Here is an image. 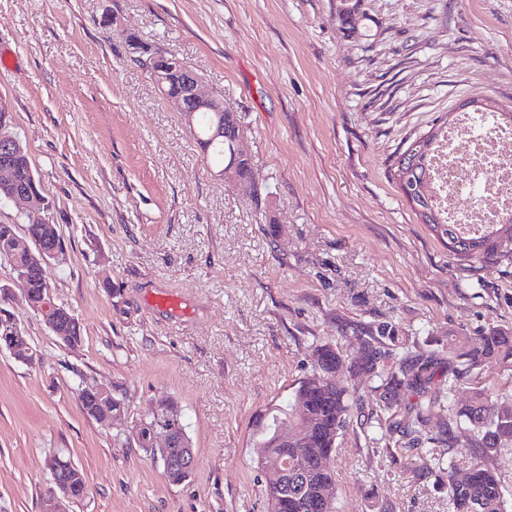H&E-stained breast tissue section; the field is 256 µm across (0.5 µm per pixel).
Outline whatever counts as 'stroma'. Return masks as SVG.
<instances>
[{
  "label": "stroma",
  "instance_id": "35a3bbf8",
  "mask_svg": "<svg viewBox=\"0 0 512 512\" xmlns=\"http://www.w3.org/2000/svg\"><path fill=\"white\" fill-rule=\"evenodd\" d=\"M123 27L236 113L264 223L207 171ZM0 98L64 241L54 299L83 330L65 346L10 303L38 360L0 351V512H42L51 453L90 490L61 512H270L258 422L315 347L357 355L382 323L423 350L512 327V261L452 259L390 176L465 101L512 110V0H0ZM83 380L125 401L126 424L82 412ZM168 399L196 455L178 485L130 435ZM421 450L350 426L338 512H448Z\"/></svg>",
  "mask_w": 512,
  "mask_h": 512
}]
</instances>
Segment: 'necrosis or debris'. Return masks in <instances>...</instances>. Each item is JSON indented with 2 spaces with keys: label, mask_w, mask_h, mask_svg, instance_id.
I'll use <instances>...</instances> for the list:
<instances>
[{
  "label": "necrosis or debris",
  "mask_w": 512,
  "mask_h": 512,
  "mask_svg": "<svg viewBox=\"0 0 512 512\" xmlns=\"http://www.w3.org/2000/svg\"><path fill=\"white\" fill-rule=\"evenodd\" d=\"M510 140L512 128L476 127L465 115L445 132L432 171L436 201L448 221L474 233L512 217V153L502 148ZM475 191L479 203L461 207L460 198Z\"/></svg>",
  "instance_id": "4bbe7bcc"
}]
</instances>
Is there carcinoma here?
<instances>
[{
    "mask_svg": "<svg viewBox=\"0 0 512 512\" xmlns=\"http://www.w3.org/2000/svg\"><path fill=\"white\" fill-rule=\"evenodd\" d=\"M189 130L203 159L215 163L219 169L231 162L229 141L241 135L235 113L197 112ZM441 133L440 129L427 133V140L414 155V165L409 167L420 193L434 212L430 228L447 241L448 251L459 260L491 255L512 257V222L490 224L484 231L470 234L442 217L430 176L432 151ZM25 229L49 247L63 244L57 225L37 216H26ZM21 262L26 267L22 290L35 305L50 280L49 270L29 264L25 256ZM50 331L56 337H64V342L71 346L82 341L78 319L63 305L55 312ZM360 344L361 356L351 360L330 345L318 347L313 353L312 373L299 382L287 406L274 408L272 421L262 429L263 447L277 456L303 461L308 470L306 483L288 484L286 507L274 491L267 490L271 512H309L305 502L322 500V487L334 479L330 464L338 439L355 418L372 431L373 440L378 442L396 436H427L432 447L424 452L422 469L431 472L437 468L444 473L440 488L448 497V512H508L501 481L485 460L496 455L504 443L512 441V397L495 396L485 386H473L468 400L459 405L455 403L454 393L463 375L462 366L470 370L495 361L503 370L512 372V329L492 327L476 342L464 332L448 333V378L444 380L437 379L442 364L439 352L398 353L403 337L392 325H377L368 336L360 338ZM341 366L351 375L361 374L367 383V395L357 393V388L346 378L329 377ZM405 392L412 393L417 401L399 402L400 394ZM77 399L83 413L101 425H121L127 419L128 408L123 400L113 394L99 397L91 383L81 385ZM161 423L171 429L176 442L157 453L153 436ZM284 424L300 430L299 443L286 448L277 443L276 429ZM435 425L441 429L439 438L430 436V429ZM461 432L468 434L470 445L478 448L480 455L465 481L456 479V465L451 460L444 461L436 449V445L444 442L457 444ZM133 437L137 446L154 460L161 459L166 452L174 458L183 449L192 447L182 409L175 400L149 409L133 429ZM47 461L72 499L82 501L87 497L89 487L85 477L71 460L53 454Z\"/></svg>",
    "mask_w": 512,
    "mask_h": 512,
    "instance_id": "1",
    "label": "carcinoma"
}]
</instances>
